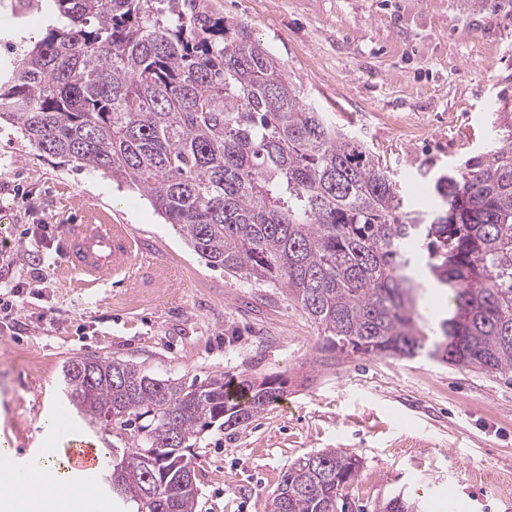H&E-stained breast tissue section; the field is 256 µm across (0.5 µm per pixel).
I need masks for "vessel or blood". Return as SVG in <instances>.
<instances>
[{
	"instance_id": "obj_1",
	"label": "vessel or blood",
	"mask_w": 512,
	"mask_h": 512,
	"mask_svg": "<svg viewBox=\"0 0 512 512\" xmlns=\"http://www.w3.org/2000/svg\"><path fill=\"white\" fill-rule=\"evenodd\" d=\"M130 249L131 241L123 231L103 224L87 225L70 238L68 257L74 269L94 283L122 268ZM56 432L64 464L76 482L99 477L103 471L101 451L79 439L64 423H57Z\"/></svg>"
}]
</instances>
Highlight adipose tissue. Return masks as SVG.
I'll return each instance as SVG.
<instances>
[{"mask_svg":"<svg viewBox=\"0 0 512 512\" xmlns=\"http://www.w3.org/2000/svg\"><path fill=\"white\" fill-rule=\"evenodd\" d=\"M42 486V494H35L33 486ZM0 487L6 495L0 499V512H36L42 499L59 496L63 499L95 495L91 485L71 481L66 469L44 459H34L24 464L7 463L0 466Z\"/></svg>","mask_w":512,"mask_h":512,"instance_id":"ef3b65f1","label":"adipose tissue"}]
</instances>
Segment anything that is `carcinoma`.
Wrapping results in <instances>:
<instances>
[{
  "label": "carcinoma",
  "instance_id": "carcinoma-1",
  "mask_svg": "<svg viewBox=\"0 0 512 512\" xmlns=\"http://www.w3.org/2000/svg\"><path fill=\"white\" fill-rule=\"evenodd\" d=\"M54 21L0 75V122L37 151L135 185L210 266L281 290L324 332L322 350L425 352L512 373V152L499 149L434 189L431 221L363 141L307 107L244 22L208 0H49ZM431 278L454 309L424 332L414 299ZM91 361L93 377L79 370ZM65 374L83 418L112 431V494L195 512L190 441L246 428L288 380L154 374L83 356ZM360 460L325 448L289 465L269 512H345ZM375 512H419L395 495Z\"/></svg>",
  "mask_w": 512,
  "mask_h": 512
}]
</instances>
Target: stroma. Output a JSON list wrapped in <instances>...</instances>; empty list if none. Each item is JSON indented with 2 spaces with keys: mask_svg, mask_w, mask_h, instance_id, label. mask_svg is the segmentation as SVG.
I'll list each match as a JSON object with an SVG mask.
<instances>
[{
  "mask_svg": "<svg viewBox=\"0 0 512 512\" xmlns=\"http://www.w3.org/2000/svg\"><path fill=\"white\" fill-rule=\"evenodd\" d=\"M247 22L303 102L382 160L406 202L433 182L512 150V0H210ZM0 0V43L41 39ZM0 280L23 282L0 311V439L16 456L56 445L55 416L98 447L62 394L68 359L115 355L186 380L279 375L288 394L246 429L196 440L197 512H268L289 463L325 449L360 457L353 512L400 490L424 512H512V377L425 356L333 358L319 327L277 288L209 266L138 190L31 148L0 127ZM112 224L132 241L133 278L87 285L68 263L74 226ZM150 253L140 263L141 253Z\"/></svg>",
  "mask_w": 512,
  "mask_h": 512,
  "instance_id": "35a3bbf8",
  "label": "stroma"
}]
</instances>
